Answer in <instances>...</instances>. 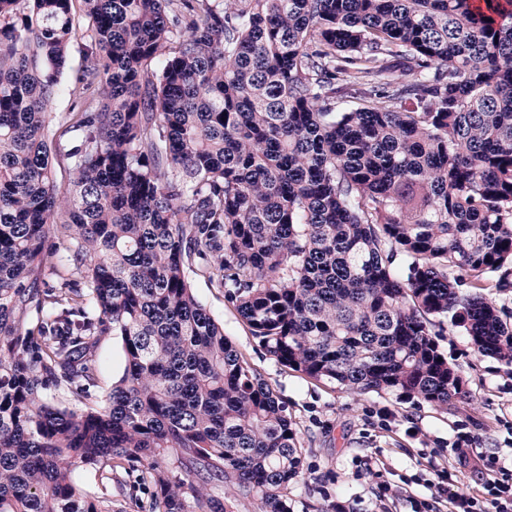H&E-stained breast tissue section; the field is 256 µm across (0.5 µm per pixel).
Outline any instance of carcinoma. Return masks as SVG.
<instances>
[{
  "instance_id": "carcinoma-1",
  "label": "carcinoma",
  "mask_w": 512,
  "mask_h": 512,
  "mask_svg": "<svg viewBox=\"0 0 512 512\" xmlns=\"http://www.w3.org/2000/svg\"><path fill=\"white\" fill-rule=\"evenodd\" d=\"M193 274L345 391L469 398L447 325L512 363V0H0V512H126L86 465L139 472L141 512H292L288 404ZM77 13L75 15L77 24V37L74 39L69 50L68 66L65 69L61 81L66 86V93L59 97L52 105L53 116L56 117L57 122L64 121L68 113L71 111L72 103L76 100L79 94V89L75 85L76 72L85 64L83 52V35L87 28V22L84 17L79 13V7L76 6ZM97 354L100 359L98 386L93 389L96 395L106 394L112 387V380L121 369V344L116 336L105 337L99 344Z\"/></svg>"
}]
</instances>
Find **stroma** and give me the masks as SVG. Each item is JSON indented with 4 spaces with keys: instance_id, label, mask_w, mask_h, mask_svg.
<instances>
[{
    "instance_id": "obj_1",
    "label": "stroma",
    "mask_w": 512,
    "mask_h": 512,
    "mask_svg": "<svg viewBox=\"0 0 512 512\" xmlns=\"http://www.w3.org/2000/svg\"><path fill=\"white\" fill-rule=\"evenodd\" d=\"M76 24L79 36L61 78L66 92L52 106L60 122L79 94L75 76L85 64L82 34L87 22L80 16ZM192 288L223 323L225 336L288 403L304 448V475L288 491L293 512H320L336 501L347 512H412V499L430 497V483L439 470L453 474L465 492L483 497L482 475L459 465L449 448L460 432L471 437L469 458L512 456V365L478 354L461 330H447L436 342L471 397L441 408L311 381L266 355L235 307L207 278L193 277ZM384 483L392 486V494L382 493Z\"/></svg>"
}]
</instances>
